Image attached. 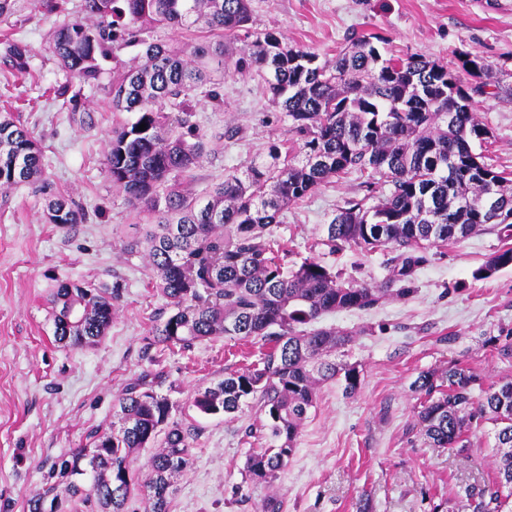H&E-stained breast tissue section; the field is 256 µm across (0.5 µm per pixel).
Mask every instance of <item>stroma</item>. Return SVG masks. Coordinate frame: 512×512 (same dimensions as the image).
Returning <instances> with one entry per match:
<instances>
[{
  "label": "stroma",
  "mask_w": 512,
  "mask_h": 512,
  "mask_svg": "<svg viewBox=\"0 0 512 512\" xmlns=\"http://www.w3.org/2000/svg\"><path fill=\"white\" fill-rule=\"evenodd\" d=\"M79 2L58 0L50 13L36 0H19L18 22H0V113L32 131L47 184L43 193L34 184L0 190V512H28L49 463L86 445L91 430L107 428L122 390L148 373L174 404V418L196 434L169 512H262L272 494L280 512H359L366 502L371 512H430L438 502L444 512H460L463 488L496 476L493 426L471 429L464 454L431 447L416 425L412 384L421 371L453 361L486 386L512 378V358L488 343L512 336V267L486 281L472 278L512 237L483 230L431 249L408 299L324 316V326L353 332L345 359L362 385L347 396L340 383L324 384L274 485L252 481L246 454L267 444L256 408L212 417L191 400L197 388L257 363L265 346L219 337L186 349L147 347L165 299L147 259L124 252L122 243L149 217L129 206L105 168L112 130L130 115L113 112L99 89H83L76 112L44 94L64 80L48 49L51 34ZM252 8L256 28H276L291 46L322 57L351 34L372 31L388 38V55L417 53L445 64L469 54L512 69V0H252ZM9 39L27 46L28 75L4 64ZM475 110L492 131L481 148L486 163L512 172V94L476 97ZM193 120L212 146L178 179L179 190L194 195L289 138L287 118L256 76L225 77L223 108L200 99ZM48 192L72 200L83 223H49ZM364 193L353 174L323 185L291 206L274 234L288 239L293 261L311 257L347 280L384 281L391 250L335 252L324 242L337 206ZM68 281L119 289L97 345L65 349L54 340L50 295Z\"/></svg>",
  "instance_id": "35a3bbf8"
}]
</instances>
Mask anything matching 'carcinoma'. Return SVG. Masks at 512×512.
Masks as SVG:
<instances>
[{"instance_id": "cac0c4a2", "label": "carcinoma", "mask_w": 512, "mask_h": 512, "mask_svg": "<svg viewBox=\"0 0 512 512\" xmlns=\"http://www.w3.org/2000/svg\"><path fill=\"white\" fill-rule=\"evenodd\" d=\"M81 17L53 31L51 51L65 71L55 90L77 111L83 88H103L114 112L134 115L112 131L106 169L112 184L136 210L153 216L143 234L124 242L148 258L157 288L171 308L154 324L147 345L189 347L224 336L271 344L263 367L232 371L201 388L192 407L207 416L232 417L256 400L271 444L250 452L245 472L269 486L293 455L299 429L318 387L344 383L351 396L360 371L342 360L352 333L323 327L341 310H365L389 298L404 299L428 250L504 225L512 229V179L482 161L475 144L490 139L473 95L499 87L504 75L475 59L452 67L422 54L382 56L377 33L354 36L328 59L288 45L275 29L253 28L251 0H81ZM203 24L219 37L215 49L178 51L144 33L151 27ZM141 47L139 63L102 85L100 61L126 47ZM12 68H30L26 46H7ZM224 73L257 75L271 101L288 118L294 152L281 142L246 169L224 174L203 198L186 195L172 181L198 164L204 135L192 122V91L211 84L204 97L224 107L223 81L211 78L208 59ZM146 124L139 130L140 124ZM367 176V194L349 198L327 225L334 250L357 246L397 252L381 283L345 281L306 258L288 265V244L271 239L288 207L334 178ZM40 154L32 134L10 114L0 115V185L40 180ZM48 220L80 224L84 214L63 196H51ZM512 266V247L473 270L475 281ZM116 295L90 285L62 282L52 293L54 339L63 348L98 344L115 314ZM76 308L80 320L66 322ZM471 368L453 362L420 372L422 436L436 448H466L474 424L495 429L497 476L464 488L462 512H506L512 498V379L480 389ZM145 374L129 384L113 407L112 429L93 430L89 447L54 460L50 481L28 502V512H169L177 477L189 463L190 433L172 417L174 405L153 390ZM159 444L149 477L133 467L142 448Z\"/></svg>"}]
</instances>
